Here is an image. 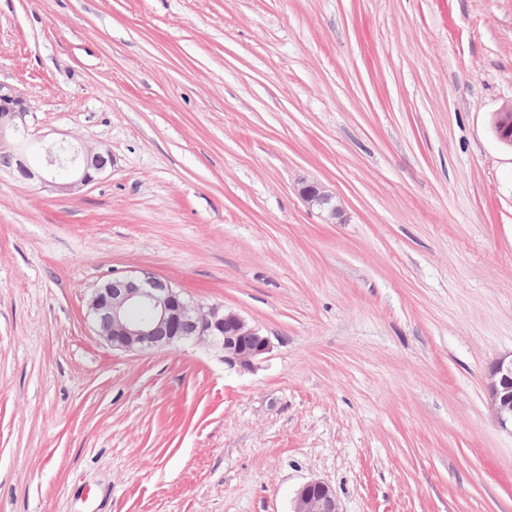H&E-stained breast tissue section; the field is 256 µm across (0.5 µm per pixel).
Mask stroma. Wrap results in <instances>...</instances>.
Here are the masks:
<instances>
[{
  "label": "stroma",
  "mask_w": 512,
  "mask_h": 512,
  "mask_svg": "<svg viewBox=\"0 0 512 512\" xmlns=\"http://www.w3.org/2000/svg\"><path fill=\"white\" fill-rule=\"evenodd\" d=\"M26 159L0 169V512H512V0H0ZM335 194L345 223L299 194ZM147 271L259 326L255 371L112 349ZM494 133L501 143L512 147V103L505 104L498 111L494 122ZM51 150L52 148L46 150L45 165L41 171H33L20 156H18L17 171L26 179H36L44 185L60 190H70L78 184L93 181L97 174L106 169L109 162L113 163L108 152H93L92 149H88L81 155L78 152V160L76 161L77 157L74 156L70 162L74 164L69 167L68 164H60L57 153ZM62 171H67L65 176L60 175ZM488 396L499 425L512 432V353L498 358L489 374ZM292 512H341L335 494L324 481L313 479L295 493Z\"/></svg>",
  "instance_id": "1"
}]
</instances>
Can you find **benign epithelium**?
Here are the masks:
<instances>
[{"label": "benign epithelium", "instance_id": "obj_1", "mask_svg": "<svg viewBox=\"0 0 512 512\" xmlns=\"http://www.w3.org/2000/svg\"><path fill=\"white\" fill-rule=\"evenodd\" d=\"M29 112L23 97L0 84V131L7 127L15 131L27 128ZM494 133L500 142L512 146V103L498 111ZM109 162V153L88 149L68 167L48 149L41 171L32 170L21 159L17 171L26 179L70 190L93 181ZM299 194L308 205L327 211L329 220H343L344 208L336 204L335 195L327 186L304 181ZM89 309L98 335L114 350L132 352L186 343L206 344L221 351L225 365L251 370L272 348L269 337L239 314L219 305L188 300L169 280L148 272L116 277L98 286ZM489 377L490 405L497 422L506 429L512 426V354L498 358ZM292 512L341 510L331 487L313 479L295 493Z\"/></svg>", "mask_w": 512, "mask_h": 512}]
</instances>
